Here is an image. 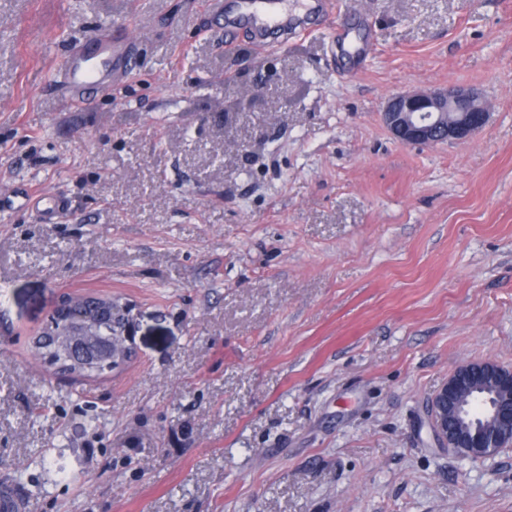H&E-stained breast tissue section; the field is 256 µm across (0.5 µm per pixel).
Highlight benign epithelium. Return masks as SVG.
Wrapping results in <instances>:
<instances>
[{
    "label": "benign epithelium",
    "mask_w": 512,
    "mask_h": 512,
    "mask_svg": "<svg viewBox=\"0 0 512 512\" xmlns=\"http://www.w3.org/2000/svg\"><path fill=\"white\" fill-rule=\"evenodd\" d=\"M491 112L475 88L450 86L391 97L381 121L399 142L435 145L463 142L486 126ZM126 309L92 295L67 296L34 344L65 376L96 374L132 357ZM439 447L474 461L512 447V369L494 360L455 367L428 400Z\"/></svg>",
    "instance_id": "7a95c632"
}]
</instances>
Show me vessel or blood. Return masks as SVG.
I'll list each match as a JSON object with an SVG mask.
<instances>
[{
    "instance_id": "1",
    "label": "vessel or blood",
    "mask_w": 512,
    "mask_h": 512,
    "mask_svg": "<svg viewBox=\"0 0 512 512\" xmlns=\"http://www.w3.org/2000/svg\"><path fill=\"white\" fill-rule=\"evenodd\" d=\"M234 23L250 28L257 45L267 43L268 34L303 21L327 7L326 0H299L289 7L288 0H237ZM138 64L133 43L100 33L85 37L67 56L64 68L55 83L63 96L71 102H81L86 89H105L119 75Z\"/></svg>"
}]
</instances>
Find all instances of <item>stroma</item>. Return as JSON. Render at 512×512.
I'll list each match as a JSON object with an SVG mask.
<instances>
[{"instance_id":"35a3bbf8","label":"stroma","mask_w":512,"mask_h":512,"mask_svg":"<svg viewBox=\"0 0 512 512\" xmlns=\"http://www.w3.org/2000/svg\"><path fill=\"white\" fill-rule=\"evenodd\" d=\"M96 32L139 64L67 105L52 76ZM451 85L491 107L470 140L382 125ZM20 183L68 203L0 208L26 512H512V447L460 462L426 410L460 363L512 367V0H333L265 48L205 0H0V196ZM83 294L127 306L134 356L60 377L34 339Z\"/></svg>"}]
</instances>
